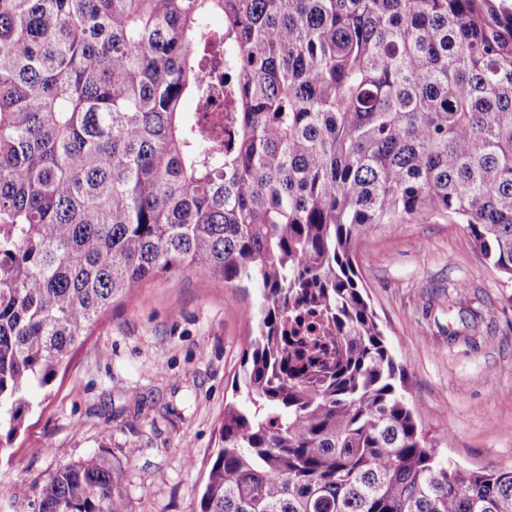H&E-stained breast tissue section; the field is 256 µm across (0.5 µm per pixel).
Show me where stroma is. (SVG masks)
Instances as JSON below:
<instances>
[{
    "label": "stroma",
    "instance_id": "35a3bbf8",
    "mask_svg": "<svg viewBox=\"0 0 512 512\" xmlns=\"http://www.w3.org/2000/svg\"><path fill=\"white\" fill-rule=\"evenodd\" d=\"M353 260L438 455L511 468L512 288L435 217L368 227ZM260 302L248 282L187 269L110 307L0 456V512H29L19 486L94 453L125 471L124 512H198Z\"/></svg>",
    "mask_w": 512,
    "mask_h": 512
}]
</instances>
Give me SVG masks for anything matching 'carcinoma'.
Wrapping results in <instances>:
<instances>
[{
    "label": "carcinoma",
    "mask_w": 512,
    "mask_h": 512,
    "mask_svg": "<svg viewBox=\"0 0 512 512\" xmlns=\"http://www.w3.org/2000/svg\"><path fill=\"white\" fill-rule=\"evenodd\" d=\"M423 217L512 283L509 0H0V452L191 268L263 296L198 512H512V468L438 456L358 283L360 230ZM124 481L92 455L18 493L123 512Z\"/></svg>",
    "instance_id": "obj_1"
}]
</instances>
